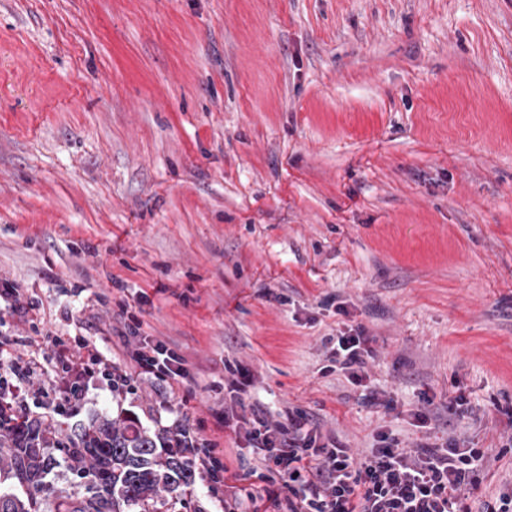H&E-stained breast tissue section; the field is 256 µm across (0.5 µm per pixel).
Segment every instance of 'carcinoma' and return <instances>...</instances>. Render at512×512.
Instances as JSON below:
<instances>
[{
  "instance_id": "obj_1",
  "label": "carcinoma",
  "mask_w": 512,
  "mask_h": 512,
  "mask_svg": "<svg viewBox=\"0 0 512 512\" xmlns=\"http://www.w3.org/2000/svg\"><path fill=\"white\" fill-rule=\"evenodd\" d=\"M78 479L54 484L60 466ZM196 471L176 435L121 411L71 433L53 416L0 408V512H172Z\"/></svg>"
}]
</instances>
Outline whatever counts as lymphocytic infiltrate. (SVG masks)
Segmentation results:
<instances>
[{
    "label": "lymphocytic infiltrate",
    "instance_id": "lymphocytic-infiltrate-1",
    "mask_svg": "<svg viewBox=\"0 0 512 512\" xmlns=\"http://www.w3.org/2000/svg\"><path fill=\"white\" fill-rule=\"evenodd\" d=\"M49 342L58 369L47 392L37 385L32 358L4 353L8 341L0 338V406L23 400L41 408L51 392L55 409L61 410L81 401L95 381L116 392L140 377L170 384L185 376L183 356L147 338L139 340L130 368L82 338L53 336ZM370 342L361 331L342 333L331 349V361L354 384L366 378L367 361L374 356ZM245 424L253 452L275 485L268 495L273 512H471L467 499L493 461L486 449L463 448L453 439L441 447L403 448L381 431L375 445L356 456L300 410L272 420L255 409ZM177 438L200 469L225 476L228 468L217 443L197 441L186 431Z\"/></svg>",
    "mask_w": 512,
    "mask_h": 512
}]
</instances>
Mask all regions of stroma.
I'll use <instances>...</instances> for the list:
<instances>
[{"instance_id": "35a3bbf8", "label": "stroma", "mask_w": 512, "mask_h": 512, "mask_svg": "<svg viewBox=\"0 0 512 512\" xmlns=\"http://www.w3.org/2000/svg\"><path fill=\"white\" fill-rule=\"evenodd\" d=\"M0 280L45 376L48 333L129 361L133 316L182 354L174 388L63 415L217 441L240 512L266 484L216 428L233 366L246 407L356 451L488 449L479 512L512 481V0H0ZM350 329L363 388L329 359ZM178 512H224L223 483Z\"/></svg>"}]
</instances>
